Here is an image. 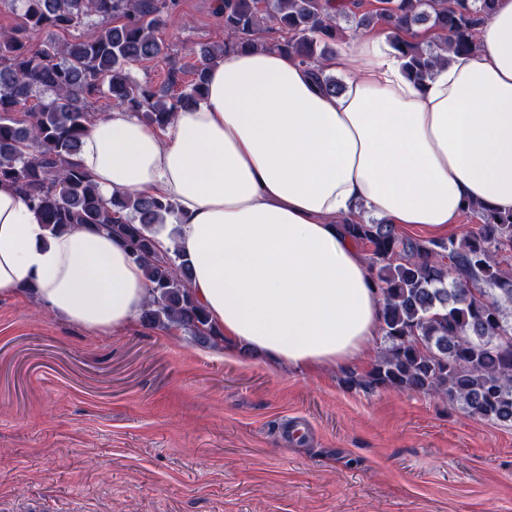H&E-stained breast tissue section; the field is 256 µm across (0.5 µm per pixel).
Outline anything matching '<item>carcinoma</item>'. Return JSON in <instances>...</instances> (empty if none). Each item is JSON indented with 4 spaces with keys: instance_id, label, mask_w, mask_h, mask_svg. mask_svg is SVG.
I'll return each mask as SVG.
<instances>
[{
    "instance_id": "1",
    "label": "carcinoma",
    "mask_w": 512,
    "mask_h": 512,
    "mask_svg": "<svg viewBox=\"0 0 512 512\" xmlns=\"http://www.w3.org/2000/svg\"><path fill=\"white\" fill-rule=\"evenodd\" d=\"M19 22L0 29V183L16 188L57 233L91 224L118 238L141 264L151 297L141 313L149 326L183 329L203 343L220 339L189 289L192 268L179 251L157 250L148 229L161 224L173 204L150 196L103 198L89 174L72 162L95 117L91 99L106 96L141 120L164 126L172 113L200 97L210 61L226 51L258 45L289 52L318 65L343 35L340 18L353 0H219L222 45L189 49L192 79L170 60L160 37L176 0H0ZM361 19L407 31L441 32L448 51L476 47V28L489 20L494 0H379ZM78 32L71 40L58 35ZM45 33L33 44L29 33ZM277 34L269 40L267 36ZM404 68L417 80L441 57L431 48L397 42ZM167 61L165 83L138 84L130 66ZM23 112L26 119L13 117ZM464 236L422 240L393 224L345 225L365 254L380 297V354L363 375L344 373L348 389H391L433 395L471 416L512 425V213L482 205Z\"/></svg>"
}]
</instances>
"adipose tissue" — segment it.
Wrapping results in <instances>:
<instances>
[{
    "instance_id": "1",
    "label": "adipose tissue",
    "mask_w": 512,
    "mask_h": 512,
    "mask_svg": "<svg viewBox=\"0 0 512 512\" xmlns=\"http://www.w3.org/2000/svg\"><path fill=\"white\" fill-rule=\"evenodd\" d=\"M383 28L323 61L322 88L293 55L231 51L206 92L163 127L123 107L93 122L76 156L103 197H162L150 234L193 264L190 291L225 341L307 372L374 356L380 301L345 224L373 217L447 234L469 204L512 212V0L476 50L411 80ZM33 295L104 337L133 329L143 268L93 225L51 233L0 186V298Z\"/></svg>"
}]
</instances>
